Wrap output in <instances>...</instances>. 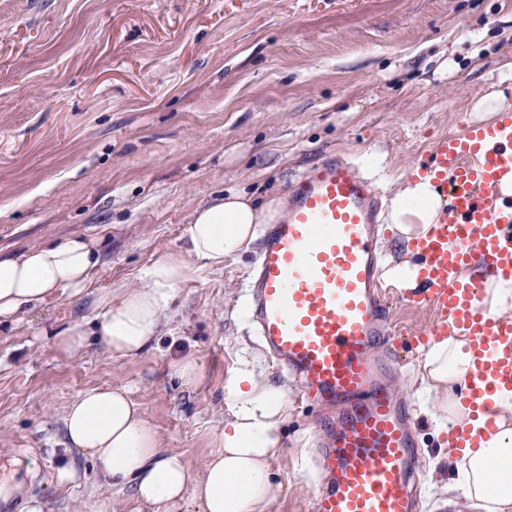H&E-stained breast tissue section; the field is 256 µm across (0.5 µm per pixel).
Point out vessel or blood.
<instances>
[{
	"label": "vessel or blood",
	"instance_id": "b4317fda",
	"mask_svg": "<svg viewBox=\"0 0 512 512\" xmlns=\"http://www.w3.org/2000/svg\"><path fill=\"white\" fill-rule=\"evenodd\" d=\"M417 173L446 206L413 243L422 261L411 291H384L383 193L340 155L296 183L250 274L256 336L319 411L314 512H416V424L392 386L404 334L393 300L430 312L418 340L452 327L466 336L475 368L464 396L485 431L497 432L496 400L512 393V319L481 303L487 280L512 279V196L498 190L512 173V113L440 140Z\"/></svg>",
	"mask_w": 512,
	"mask_h": 512
}]
</instances>
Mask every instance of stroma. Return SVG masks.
<instances>
[{"mask_svg":"<svg viewBox=\"0 0 512 512\" xmlns=\"http://www.w3.org/2000/svg\"><path fill=\"white\" fill-rule=\"evenodd\" d=\"M501 85L512 104V0H0V256L71 236L100 251L86 295L57 293L0 324V479L12 487L0 512H23L31 495L46 512H113L129 495L66 450L63 412L86 390L125 387L162 450L197 469L217 447L238 361L289 386L243 310L252 251L196 268L137 357L55 345L93 317L98 291L140 286L154 263L186 256L197 205L229 190L287 197L342 153L392 194ZM187 358L199 373L185 381ZM421 360L407 354L396 389L414 409L420 470L451 480L453 456L421 410ZM316 416L290 402L267 512H311ZM26 453L37 478L6 467ZM68 460L84 478L56 486Z\"/></svg>","mask_w":512,"mask_h":512,"instance_id":"1","label":"stroma"}]
</instances>
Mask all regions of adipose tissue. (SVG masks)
Here are the masks:
<instances>
[{"instance_id": "obj_1", "label": "adipose tissue", "mask_w": 512, "mask_h": 512, "mask_svg": "<svg viewBox=\"0 0 512 512\" xmlns=\"http://www.w3.org/2000/svg\"><path fill=\"white\" fill-rule=\"evenodd\" d=\"M442 210L430 178H407L389 199L388 221L408 244L424 237ZM282 212L276 195L259 204L231 192L198 205L186 227L188 257L157 262L140 287L101 294L91 322L70 324L56 336V345L77 353L95 336L118 355L143 353L165 325L169 304L188 277L189 260L223 265L252 250L265 225ZM98 262L95 243L79 236L0 259V322L19 320L60 290L81 295ZM472 367L466 340L457 332L426 347L418 378L428 394L424 411L437 434H448L453 424H471L461 388ZM498 409L499 433L463 448L454 460L457 479L438 485L440 502L455 500L458 512H512V446L507 443L512 394L499 397ZM224 413L217 449L199 473L183 455L161 449L143 410L122 387L80 394L64 412L63 431L68 445L88 457L103 481L130 486L128 503L135 512H168L188 497L202 512H266L275 491L270 460L288 415L287 392L244 361L224 384Z\"/></svg>"}]
</instances>
